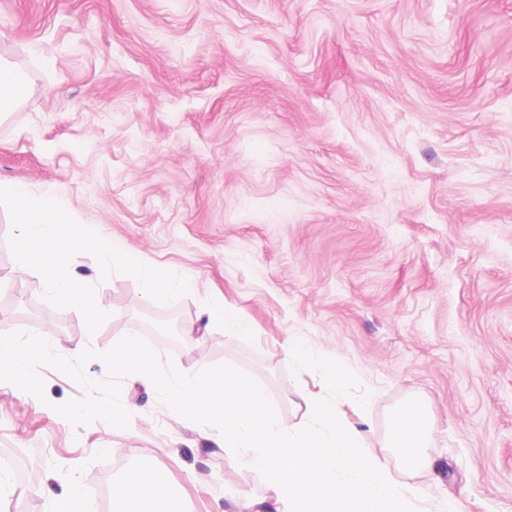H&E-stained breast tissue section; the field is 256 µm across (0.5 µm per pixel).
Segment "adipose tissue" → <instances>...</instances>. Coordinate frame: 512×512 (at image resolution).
Instances as JSON below:
<instances>
[{"mask_svg": "<svg viewBox=\"0 0 512 512\" xmlns=\"http://www.w3.org/2000/svg\"><path fill=\"white\" fill-rule=\"evenodd\" d=\"M424 406L412 401L391 419L387 445L397 449L404 468L429 465L424 446ZM178 487L168 483L157 470L136 468L112 485V512H177Z\"/></svg>", "mask_w": 512, "mask_h": 512, "instance_id": "obj_1", "label": "adipose tissue"}]
</instances>
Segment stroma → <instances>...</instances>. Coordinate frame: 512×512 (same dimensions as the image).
Returning <instances> with one entry per match:
<instances>
[{"label":"stroma","instance_id":"35a3bbf8","mask_svg":"<svg viewBox=\"0 0 512 512\" xmlns=\"http://www.w3.org/2000/svg\"><path fill=\"white\" fill-rule=\"evenodd\" d=\"M0 57L30 88L0 121V180L53 189L81 224L197 283L146 302L77 254L71 276L110 314L88 334L20 272L0 207V332L51 333L69 359L136 335L184 373L233 364L285 428L325 393L290 370L306 342L369 391L340 411L417 512H512V0H0ZM215 304L249 333L208 322ZM167 317L198 334L151 330ZM40 374L41 400L0 382V448L33 466L0 512H51L75 482L88 512H110L136 467L179 485L181 512L272 498L147 382H121L128 428L76 429L54 407L83 389ZM414 398L431 464L408 470L385 442Z\"/></svg>","mask_w":512,"mask_h":512}]
</instances>
